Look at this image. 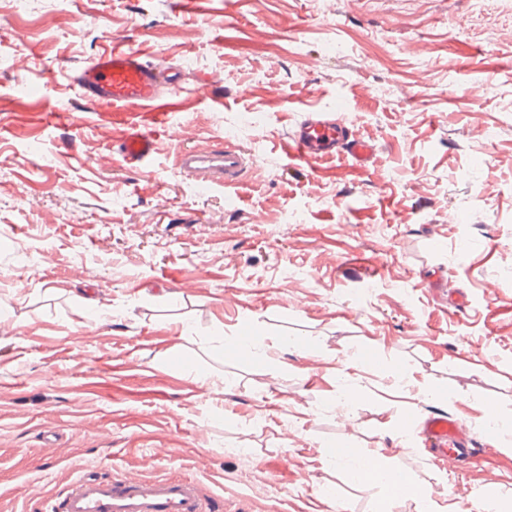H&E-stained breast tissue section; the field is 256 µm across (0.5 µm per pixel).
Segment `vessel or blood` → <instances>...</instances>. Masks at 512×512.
<instances>
[{
	"mask_svg": "<svg viewBox=\"0 0 512 512\" xmlns=\"http://www.w3.org/2000/svg\"><path fill=\"white\" fill-rule=\"evenodd\" d=\"M74 80L90 110L108 113L123 127L119 155L133 166L147 163L156 151L152 127L168 124L183 106L180 95L169 88L168 68L119 44L85 62ZM343 131L340 113L315 111L297 127L285 148L301 159L346 154L356 164H364L373 153L372 145L347 139ZM177 163L184 174L209 190L238 184L247 156L228 142L206 151L179 148ZM404 432L451 470L481 452L468 425L439 410L421 423L406 422ZM48 512H216V499L195 479L147 478L115 470L104 476H77L50 503Z\"/></svg>",
	"mask_w": 512,
	"mask_h": 512,
	"instance_id": "vessel-or-blood-1",
	"label": "vessel or blood"
}]
</instances>
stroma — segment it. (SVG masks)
I'll list each match as a JSON object with an SVG mask.
<instances>
[{
  "mask_svg": "<svg viewBox=\"0 0 512 512\" xmlns=\"http://www.w3.org/2000/svg\"><path fill=\"white\" fill-rule=\"evenodd\" d=\"M117 42L183 90L224 78L139 167L105 163L106 119L46 120L84 111L73 76ZM308 110L373 159L289 155ZM227 141L237 196L199 193L178 146ZM434 407L479 440L512 422V0H0V512L112 467L198 478L223 512H375L340 443L442 512L512 501V453L451 474L402 438Z\"/></svg>",
  "mask_w": 512,
  "mask_h": 512,
  "instance_id": "1",
  "label": "stroma"
}]
</instances>
